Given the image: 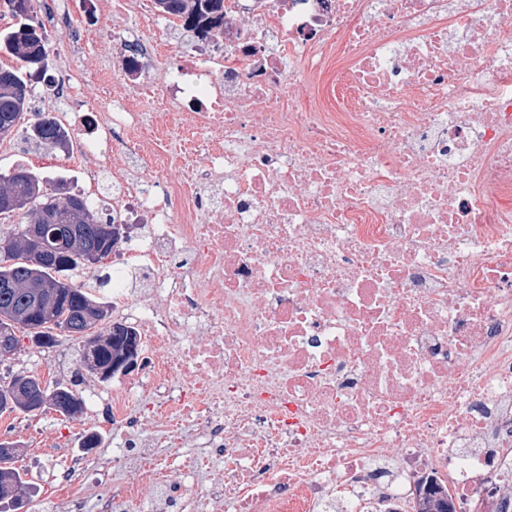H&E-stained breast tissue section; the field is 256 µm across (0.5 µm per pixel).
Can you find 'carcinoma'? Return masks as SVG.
Returning a JSON list of instances; mask_svg holds the SVG:
<instances>
[{
	"mask_svg": "<svg viewBox=\"0 0 512 512\" xmlns=\"http://www.w3.org/2000/svg\"><path fill=\"white\" fill-rule=\"evenodd\" d=\"M160 9L169 15L180 16L193 25L208 20L218 28L224 20V0H161ZM14 16L24 18V23L4 34L10 55L28 65L40 62L44 44L28 42L22 34L34 25L31 0H4ZM30 87L20 68L0 67V137L9 136L22 125L29 105ZM35 139L44 145L61 147L71 143V136L51 114H40L32 125ZM8 193L13 205H0V215L23 213L37 220L45 216L51 224L60 226L62 238L51 243L50 258L39 264L33 262L19 239L20 231L0 228V242L15 241L11 255L0 264V336L12 339V346L19 345L16 331L24 334L39 347H49L56 342L54 331L65 332L80 339L87 338L85 330L104 324L109 318L111 306L100 302L88 292L75 286L67 278V272L86 266L83 253L95 249L100 259L112 253L104 246L102 228L112 226V221L101 220L87 199L78 194L67 195L70 205H63V198L44 190L43 179L33 170L18 166L8 175H0V193ZM54 299L51 316L44 317L37 308L38 301L47 293ZM113 326L105 327L98 337L105 338L93 352L80 348V360L90 371L99 364L113 363L122 357V342L111 340ZM42 390L45 395L61 399L64 416L72 417L83 410L84 401L73 389L57 384L49 387L39 376L17 373L0 385V415L12 413L30 414L32 406L19 395L21 390ZM16 454H0V512H16L13 493L25 492L36 495V488L23 480L14 467ZM423 512H457L456 505L448 496L433 490L426 493Z\"/></svg>",
	"mask_w": 512,
	"mask_h": 512,
	"instance_id": "cac0c4a2",
	"label": "carcinoma"
}]
</instances>
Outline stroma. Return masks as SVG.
<instances>
[{
	"instance_id": "35a3bbf8",
	"label": "stroma",
	"mask_w": 512,
	"mask_h": 512,
	"mask_svg": "<svg viewBox=\"0 0 512 512\" xmlns=\"http://www.w3.org/2000/svg\"><path fill=\"white\" fill-rule=\"evenodd\" d=\"M59 6L81 15L82 23L92 38L82 56L83 85L81 98L85 113L94 115L112 111L115 101L122 99L125 88L114 84L109 92L100 91L95 78L104 67L121 63L120 38L128 20L121 15L95 16L82 14L80 0H57ZM48 67L34 76L32 88L33 112L26 115V123H33L35 112L48 111L56 100L55 80L63 69L70 46L59 35L44 38ZM119 150H87L74 144L70 152H63L40 144L26 131L9 136L7 147L0 149V174H7L15 165L23 164L43 178L46 188L63 185L65 190L77 192L86 174H96L99 192L104 199L112 197V168L124 164ZM79 344L72 337L59 336L55 346L41 348L28 337H21L16 354L0 364V378L8 379L14 373L26 372L38 375L47 385L62 383L76 390L84 401L82 414L65 418L53 412L38 415L11 414L0 416V433L7 440L17 442L20 454L15 461L23 478L38 487L26 512H69L65 501L52 496L56 472L60 466L53 459V452L62 450L83 454L87 463H97L111 455L113 449L124 447L125 437L118 427L105 421L99 412L101 400L112 388L125 383V376L113 380H101L79 363ZM95 432L101 437L97 448L83 452L81 442L86 433Z\"/></svg>"
}]
</instances>
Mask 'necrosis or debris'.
Returning <instances> with one entry per match:
<instances>
[{
	"instance_id": "obj_1",
	"label": "necrosis or debris",
	"mask_w": 512,
	"mask_h": 512,
	"mask_svg": "<svg viewBox=\"0 0 512 512\" xmlns=\"http://www.w3.org/2000/svg\"><path fill=\"white\" fill-rule=\"evenodd\" d=\"M81 8L130 21L97 124L149 176L112 170L113 223L148 228L112 305L149 357L103 401L134 446L97 512L512 497V0H224L223 48L159 78L177 23L155 0ZM146 100L187 129L181 160ZM87 478L56 474L71 512Z\"/></svg>"
}]
</instances>
